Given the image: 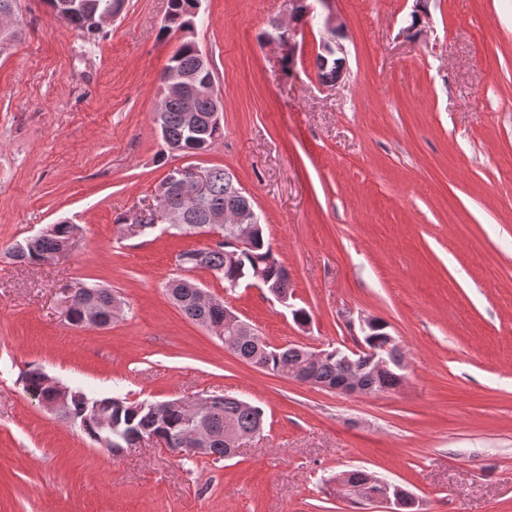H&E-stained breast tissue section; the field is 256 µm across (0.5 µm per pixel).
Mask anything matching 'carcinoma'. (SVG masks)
Segmentation results:
<instances>
[{"label": "carcinoma", "instance_id": "carcinoma-1", "mask_svg": "<svg viewBox=\"0 0 512 512\" xmlns=\"http://www.w3.org/2000/svg\"><path fill=\"white\" fill-rule=\"evenodd\" d=\"M124 0H78V8L71 14L59 17L63 23L87 34H93L97 26L93 19H101L113 13L112 7ZM200 0H169V11L163 29L179 33L182 42L171 56L168 67L178 68L186 74H194L199 67L201 51L190 38L194 31L199 12ZM319 79L324 83L336 82V72L339 65L336 59L324 54L318 55ZM193 112L202 124H207L209 116L214 112V103L202 95L163 99L162 118L163 145L169 152L183 154H200L209 150L222 136V129L214 127L201 139L191 140L187 137L184 118L185 114ZM220 207L228 210H251L253 203L245 196L242 189L234 182V177L223 168L211 169V188L208 203L198 206L191 211L190 222L187 224L171 225L168 227L173 236H195L205 234L211 228V213L213 208ZM81 229L76 224L66 221L51 225V230L28 240L22 245V251L13 253L19 260L31 263L39 262L60 252L65 247L76 243ZM239 228L224 227V242L215 246L194 249L179 254V258L189 257L192 263L190 269H206L224 280V288L234 291L242 283L254 279L256 268L267 271L268 287L288 293V276L284 274L283 264L275 253L272 244L265 239L264 229L256 230L252 235V245L248 251L237 252L232 249L231 240L238 236ZM88 285L78 283L76 294L83 293ZM95 294L89 296L101 311L107 314L112 303V290L94 286ZM199 285L189 279L179 278L170 281L167 290L175 297V304L190 320L203 325L207 322L224 320V306L209 307L197 298ZM224 345L238 357L253 363L260 358L266 369L284 377H290L291 371L301 365V352L305 348L292 345L284 348L265 346L261 340L251 336H226ZM360 378L369 392L390 391L402 383V374L392 368L375 374L367 365V360L358 364ZM349 370L343 351L337 348L322 351V357L312 368V376L323 386H332L343 372ZM45 373L40 369L28 371L24 377V390L30 396L39 393L43 388ZM77 397L69 399L62 417L69 419L79 415L85 405H93L100 401L98 397L89 396L83 389L75 390ZM112 418L119 421L121 426L130 425L139 432H162L166 447L170 450L194 456V443L190 438L192 429L191 417L185 411L175 406L174 401L134 402L124 398L111 397ZM263 410L249 402L232 396H219L215 399L207 415V425L213 435L209 456L219 462L231 457L232 449L225 442V427L232 426L240 435H249L263 428Z\"/></svg>", "mask_w": 512, "mask_h": 512}]
</instances>
